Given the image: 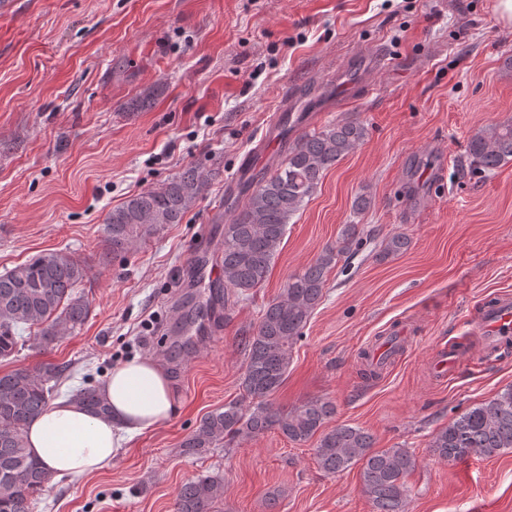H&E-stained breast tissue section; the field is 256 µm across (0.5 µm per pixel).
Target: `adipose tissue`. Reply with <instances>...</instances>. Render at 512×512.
I'll list each match as a JSON object with an SVG mask.
<instances>
[{
	"instance_id": "ef3b65f1",
	"label": "adipose tissue",
	"mask_w": 512,
	"mask_h": 512,
	"mask_svg": "<svg viewBox=\"0 0 512 512\" xmlns=\"http://www.w3.org/2000/svg\"><path fill=\"white\" fill-rule=\"evenodd\" d=\"M101 393L108 415L93 416L75 402L60 399L30 424L28 451L51 473L81 478L100 471L123 444L165 424L178 410L171 378L150 358L114 367Z\"/></svg>"
}]
</instances>
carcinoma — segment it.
<instances>
[{
	"label": "carcinoma",
	"mask_w": 512,
	"mask_h": 512,
	"mask_svg": "<svg viewBox=\"0 0 512 512\" xmlns=\"http://www.w3.org/2000/svg\"><path fill=\"white\" fill-rule=\"evenodd\" d=\"M366 134L364 123L353 119L305 132L288 146L272 174L245 186L224 225V292L247 295L261 287L287 224L308 202L325 172ZM468 153L481 173L512 160V122L475 133ZM206 190L207 180L191 166L157 189L129 196L105 219L109 251L126 253L165 225L181 223ZM359 245V225L348 224L336 245L288 278L282 295L264 306L257 327L245 340L242 400L208 413L180 447L188 454L197 453L272 430L299 445L314 439L315 460L323 472L335 475L359 467L362 491L373 512H407L410 494L405 477L415 469L416 458L406 449H377L373 435L363 428L328 426L335 414L329 400L310 399L288 411L273 402L288 376L292 346L324 296L327 271ZM408 246L405 235L393 234L385 239L381 256L399 255ZM86 276L84 265L60 252L41 254L0 274V358L25 345L27 337L21 331L26 325L38 326L34 341L42 348L80 327L88 304L77 288ZM61 374L62 369L52 365L0 374V512H32L34 495L51 479L50 471L29 454L25 429L49 407L55 389L51 382ZM72 398L96 415L108 413L95 386L75 390ZM429 447L448 461L491 458L512 450V386L439 429ZM222 489L221 478L199 477L180 489L176 512H217Z\"/></svg>",
	"instance_id": "obj_1"
}]
</instances>
